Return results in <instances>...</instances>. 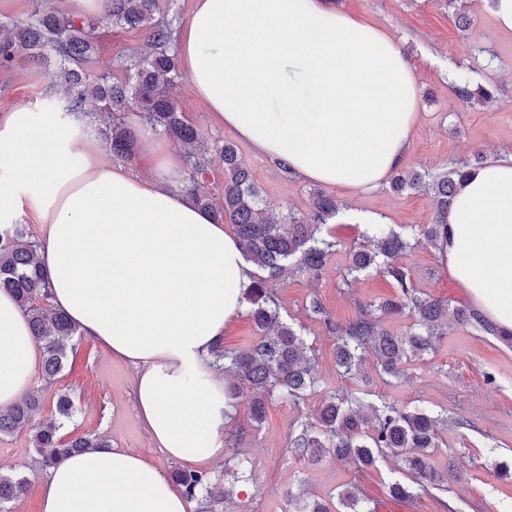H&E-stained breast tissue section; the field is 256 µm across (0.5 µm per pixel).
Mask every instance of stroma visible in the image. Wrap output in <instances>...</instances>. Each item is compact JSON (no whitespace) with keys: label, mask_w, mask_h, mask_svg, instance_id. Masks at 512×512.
<instances>
[{"label":"stroma","mask_w":512,"mask_h":512,"mask_svg":"<svg viewBox=\"0 0 512 512\" xmlns=\"http://www.w3.org/2000/svg\"><path fill=\"white\" fill-rule=\"evenodd\" d=\"M336 7L364 17L385 30L398 43L418 79L419 109L410 149L403 165L407 171L439 173L451 161L482 153L494 160L512 152V33L500 31L492 18L490 0H467L471 26L459 31L448 0H333ZM465 71L473 82L498 88L495 101L462 102L452 92L450 74ZM48 80L35 66L15 64L11 73L0 72V113L20 102L41 101ZM186 119L202 133L207 146L236 144L249 165L262 196V205L274 217L293 212L307 215L315 183L296 178L277 163L254 152L231 130L219 126L188 79L172 90ZM331 195L340 210L324 232L341 241L343 249L328 261L319 279L289 271L271 281L283 320L301 329L315 356L318 382L303 400L276 395L267 402L266 417L252 428L248 406L239 403L234 420L226 426L234 435L237 455L249 461L242 478L228 471L233 459L215 462L208 470L228 490L224 512H289L288 497L325 498L355 483L369 500L371 512H440L430 496L400 500L390 496L392 483L408 476L391 460L358 472L326 454L318 461L292 454L291 434L307 422L338 385L357 389V382H340L336 373L335 338L324 324L312 319L309 301L319 298L331 318L344 322L357 313V303L376 304L396 292L389 278L369 272L351 285H343L347 246L361 241L365 218L411 233L414 225L430 223L434 208L425 192L395 194L389 185L369 192L334 187ZM416 288L449 306L466 305L461 288L449 277L434 249L423 246L403 259ZM75 349L53 391L73 390L77 411L63 435H99L114 447L132 448L152 459L164 473L176 467L151 440L136 414L134 371L95 340L74 337ZM408 378L387 383L371 378L370 403L386 400L401 407L445 411L448 431L433 461L443 471L446 500L456 512H512V345L469 327L450 326L429 355L406 362ZM35 451L26 433L0 437V473L28 478L24 495L10 512H41L42 471L34 465Z\"/></svg>","instance_id":"35a3bbf8"}]
</instances>
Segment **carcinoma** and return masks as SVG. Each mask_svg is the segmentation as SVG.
<instances>
[{
    "label": "carcinoma",
    "instance_id": "1",
    "mask_svg": "<svg viewBox=\"0 0 512 512\" xmlns=\"http://www.w3.org/2000/svg\"><path fill=\"white\" fill-rule=\"evenodd\" d=\"M158 0H111L105 17H74L52 8L36 7L22 21L0 20V69H10L25 59L45 71L49 83L42 103L48 112H64L94 131L115 157H134V133L127 115L137 113L159 134L179 144L191 168L178 189L190 194L198 206L213 213L220 223L234 226L245 258L267 276L252 282L246 292L248 317L260 335L246 347L226 350L220 344L212 350L215 361H224L230 383V397H248L249 420L260 425L266 415V399L278 392L299 399L314 387L312 354L301 331L281 320L271 299L269 281L285 272L288 262L310 276L322 273L340 242L322 236V230L336 216L335 197L317 190L312 193L306 217L291 213L279 220L270 218L261 205L253 175L235 145L219 147L224 164V183L213 192L202 180L208 168L200 130L185 120L170 88L181 77L172 49V26L176 15L157 18ZM127 29H143L145 48L118 65L120 76L112 75V64L102 62L96 31L103 22ZM454 94L463 102L484 104L495 97L492 90L472 83L463 76L453 84ZM484 158L453 163L438 175L397 171L389 181L395 193L423 190L431 196L434 217L420 224L411 237L396 232L390 224H377L365 241L349 247L350 277L373 269L389 278L398 293L379 304L357 305V316L335 322L322 302H310L311 317L336 336V371L340 380H359L368 356L383 380L399 381L403 363L434 350L447 333L448 320L497 335L493 325L466 307L448 308V301L422 295L415 287L409 268L400 257L415 247L437 248L447 227L448 208L457 191ZM0 289L11 293L25 312L32 336L42 350V374L52 382L66 367L70 341L80 335L68 315L50 302L49 283L38 256V245L31 240L25 224H7L0 229ZM409 310L414 328L396 336L384 328L385 318ZM44 401L41 388H33L19 402L0 409V435L27 431L41 469L93 448L103 447L107 438L81 436L64 441L63 421L71 418L75 405L67 393L54 396V419L34 422ZM448 429V415L424 408L407 409L382 401L366 407L364 398L350 390L336 388L325 399L314 422L302 424L290 439V448L304 454L315 448L329 453L358 470L373 467L384 458L400 460L410 475V483H393L389 491L410 499L443 489V477L435 469L429 451L439 447L440 433ZM174 481L195 499L204 492L200 512H223L224 492L213 491L209 472L178 468ZM28 481L23 477L0 474V512H10L8 504L23 495ZM292 512H368L358 488L348 485L338 492L336 507L325 501H296Z\"/></svg>",
    "mask_w": 512,
    "mask_h": 512
}]
</instances>
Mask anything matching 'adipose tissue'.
<instances>
[{
	"mask_svg": "<svg viewBox=\"0 0 512 512\" xmlns=\"http://www.w3.org/2000/svg\"><path fill=\"white\" fill-rule=\"evenodd\" d=\"M177 59L217 124L291 174L359 192L408 152L417 77L393 38L332 0H196ZM60 114L25 103L0 115V224L32 215L53 304L135 371L134 402L169 459H223L231 407L210 365L254 269L235 235L173 189L179 162L151 128L136 149L155 174L105 162ZM438 257L468 299L512 335V152L475 170L448 210ZM41 362L25 313L0 290V408ZM42 512H187L181 486L130 448L63 460Z\"/></svg>",
	"mask_w": 512,
	"mask_h": 512,
	"instance_id": "ef3b65f1",
	"label": "adipose tissue"
}]
</instances>
